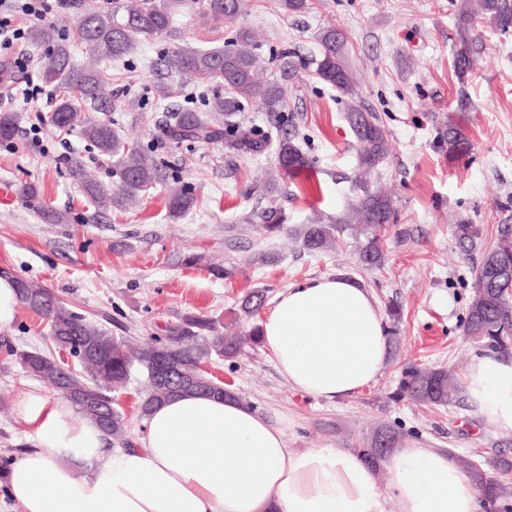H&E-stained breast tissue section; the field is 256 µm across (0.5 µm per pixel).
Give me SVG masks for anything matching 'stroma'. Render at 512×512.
Listing matches in <instances>:
<instances>
[{"label": "stroma", "instance_id": "35a3bbf8", "mask_svg": "<svg viewBox=\"0 0 512 512\" xmlns=\"http://www.w3.org/2000/svg\"><path fill=\"white\" fill-rule=\"evenodd\" d=\"M459 0H313L291 14L280 0H248L240 24L251 28L267 70L278 69L279 52L296 67L285 85L288 107L271 115L254 104L237 119L267 136L270 148L227 157L223 143L176 144L162 132L165 114L154 104L161 60L174 47L221 45L230 26L202 24L197 0L171 34L141 42L127 64L134 84L113 83L108 120L150 152L171 180L188 186L196 207L174 220L167 191L159 186L125 211H99L69 177L71 161H89L79 131L58 133L38 120L23 98L26 76H38L50 58L46 47H13L27 71L0 83V111L18 113L15 138L0 143V268L33 280L111 335L139 342L163 335L166 325L188 315L224 317L252 289L269 301L289 286L341 275L376 299L397 344L379 378L354 395L327 402L291 389L263 346L229 362L213 359V378L241 401L284 428L291 448H365L379 425L404 433L405 442L452 455H503L512 459V430L485 424L468 401L446 407L397 403L392 394L409 364L451 368L463 380L479 344L462 337L473 293L474 268L512 224V35L478 23L474 67L458 79L452 60L459 47ZM341 33L346 63L362 103L378 112L392 144L386 165L363 173L358 144L344 119L346 100L314 75L325 28ZM460 127L467 150L450 152L449 125ZM294 137L314 161L323 196L314 200L302 184L279 182L256 198L250 185L264 182L277 166L275 142ZM36 186L45 207L65 213L66 223L46 222L25 202L21 189ZM387 193L395 209L385 232L382 267L358 262L359 236L346 230L337 249L312 254L284 236L267 237L245 223L255 209L281 210L289 228L316 217L344 216L362 189ZM476 225L474 249L462 252L454 224ZM194 264H185V257ZM214 265L225 275L211 274ZM400 315H388L390 307ZM57 347L39 316L19 308L10 329L0 331V457L27 449L14 413L19 392L32 378L19 352Z\"/></svg>", "mask_w": 512, "mask_h": 512}]
</instances>
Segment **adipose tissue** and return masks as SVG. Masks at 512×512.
Wrapping results in <instances>:
<instances>
[{"label":"adipose tissue","instance_id":"1","mask_svg":"<svg viewBox=\"0 0 512 512\" xmlns=\"http://www.w3.org/2000/svg\"><path fill=\"white\" fill-rule=\"evenodd\" d=\"M261 333L289 386L329 402L375 381L388 355L373 297L340 276L288 287ZM465 395L486 424L512 429V357H474ZM15 413L29 448L6 483L24 512H387L391 498L398 512H483L444 451L401 445L377 468L347 448H290L281 425L233 398L165 400L135 446L110 452L68 398L32 386Z\"/></svg>","mask_w":512,"mask_h":512}]
</instances>
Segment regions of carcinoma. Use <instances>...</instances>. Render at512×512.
I'll return each mask as SVG.
<instances>
[{
	"instance_id": "cac0c4a2",
	"label": "carcinoma",
	"mask_w": 512,
	"mask_h": 512,
	"mask_svg": "<svg viewBox=\"0 0 512 512\" xmlns=\"http://www.w3.org/2000/svg\"><path fill=\"white\" fill-rule=\"evenodd\" d=\"M188 0H127L111 10L87 7L78 26V37L85 44L92 63L78 66L73 62L72 45L58 37L54 27L35 25L29 41L38 48L52 47V55L41 73L45 87L56 93L58 103L45 121L58 132L80 129L88 142L112 165L116 184L108 189L91 177L78 159L71 162L69 174L81 185L99 210L124 209L144 197L150 189L169 180L167 171L138 144L126 139L112 124L104 120L87 119L84 110L108 112L112 108L109 89L114 81L126 79V73L116 65L134 53L140 39H151L169 33L176 12ZM207 13L214 20L232 23L244 13V0H207ZM481 14L502 34L512 32V0H460L457 28L460 48L454 58L455 72L463 78L471 69L470 45L476 14ZM322 52L314 61L315 76L349 97L345 113L358 144L359 166L366 171L381 167L391 155L392 148L379 115L354 100L355 83L342 56L343 40L330 29L320 36ZM167 75L177 82L154 83L157 107L168 111L163 133L168 140L210 143L224 142V147L238 154H259L267 147V139L256 130L234 120L245 106L261 102L265 111L279 114L286 106L288 92L271 77L258 78L261 58L256 51L251 30L240 27L224 40L222 48H203L185 44L168 51L162 59ZM203 88L200 105L189 97L180 108L169 107V100L183 93L182 84ZM224 89L209 95L210 86ZM18 118L13 112L0 113V141H11L17 131ZM278 175L298 178L311 167V161L293 139L283 138L277 152ZM23 196L52 224H62V212L45 209L32 186L22 189ZM171 217L179 218L193 209L196 203L191 189L173 190L168 196ZM394 216L391 198L364 191L358 202L343 218L330 224H303L294 235L308 252L336 248L340 233L354 224L365 238L358 251L359 264L378 268L385 261L382 228ZM249 223L259 225L266 236L288 232L285 217L276 209L255 211ZM454 236L461 248L476 244L479 230L472 224H457ZM21 304L42 314L47 321L53 341L59 348L77 358L80 369L75 371L59 362L53 355L34 349L19 354L22 367L48 386L64 393L77 412L92 422L105 438L126 442L128 420L124 413L113 408L112 393L126 387L132 371L145 378L140 400L141 416L166 399L186 393L222 396L220 387L180 389L161 385L155 380L156 364L153 350H167L177 376L187 378L198 365L215 357L234 361L260 344V327L246 329L242 322L254 319L267 303L263 290H252L239 299L227 312L223 323L209 317H190L166 327L162 337L153 336L135 350L126 341L111 336L85 316L68 307L50 291L23 279H16ZM463 335L500 354L512 353V228L501 231L496 244L484 253L476 269L474 294L464 321ZM392 400L399 403L440 407L459 400L458 384L452 383L445 367H419L411 364L402 371ZM402 432L390 425L381 426L370 447L363 449L364 458L376 463L397 447ZM457 462L475 481L484 499L494 504L512 497L506 484L492 478L489 471L512 472V460L503 456L487 458L482 455L458 456Z\"/></svg>"
}]
</instances>
